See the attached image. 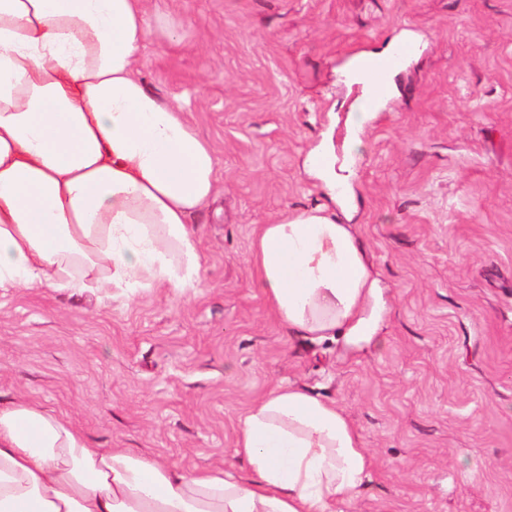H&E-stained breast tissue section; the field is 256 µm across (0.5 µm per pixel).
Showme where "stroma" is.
Listing matches in <instances>:
<instances>
[{
    "instance_id": "35a3bbf8",
    "label": "stroma",
    "mask_w": 512,
    "mask_h": 512,
    "mask_svg": "<svg viewBox=\"0 0 512 512\" xmlns=\"http://www.w3.org/2000/svg\"><path fill=\"white\" fill-rule=\"evenodd\" d=\"M138 70L213 148L192 222L201 285L0 291V405L93 448L243 470L241 417L281 384L335 402L372 460L335 512H512V0H147ZM398 92L358 133L353 217L384 288L359 353L288 335L257 283L259 225L332 190L307 155L347 136L345 65L406 37Z\"/></svg>"
}]
</instances>
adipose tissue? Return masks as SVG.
I'll list each match as a JSON object with an SVG mask.
<instances>
[{
	"label": "adipose tissue",
	"mask_w": 512,
	"mask_h": 512,
	"mask_svg": "<svg viewBox=\"0 0 512 512\" xmlns=\"http://www.w3.org/2000/svg\"><path fill=\"white\" fill-rule=\"evenodd\" d=\"M146 0H0V289L198 287L189 219L216 155L140 78ZM252 263L289 333L349 350L384 306L356 236L324 208L260 225ZM245 473L89 447L39 405L0 406V512H334L371 466L344 411L292 385L241 420Z\"/></svg>",
	"instance_id": "ef3b65f1"
}]
</instances>
